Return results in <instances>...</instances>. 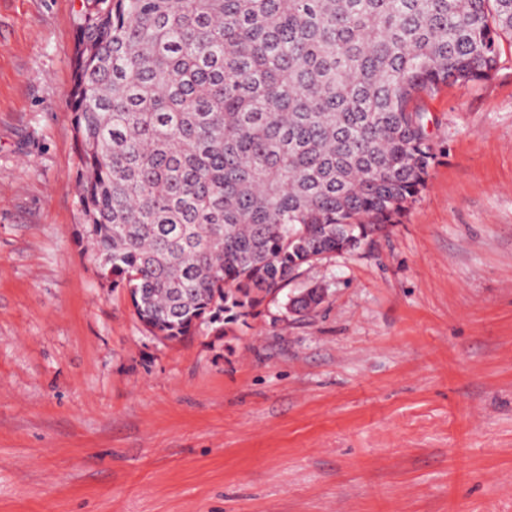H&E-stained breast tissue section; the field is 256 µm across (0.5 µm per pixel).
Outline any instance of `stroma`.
<instances>
[{
    "instance_id": "1",
    "label": "stroma",
    "mask_w": 512,
    "mask_h": 512,
    "mask_svg": "<svg viewBox=\"0 0 512 512\" xmlns=\"http://www.w3.org/2000/svg\"><path fill=\"white\" fill-rule=\"evenodd\" d=\"M81 2L0 0V512H512V50L402 224L168 340L77 243Z\"/></svg>"
}]
</instances>
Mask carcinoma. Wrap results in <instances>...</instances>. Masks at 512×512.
<instances>
[{"label": "carcinoma", "instance_id": "carcinoma-1", "mask_svg": "<svg viewBox=\"0 0 512 512\" xmlns=\"http://www.w3.org/2000/svg\"><path fill=\"white\" fill-rule=\"evenodd\" d=\"M506 42L512 0H86L79 238L152 335L245 321L402 222L438 158L425 100Z\"/></svg>", "mask_w": 512, "mask_h": 512}]
</instances>
